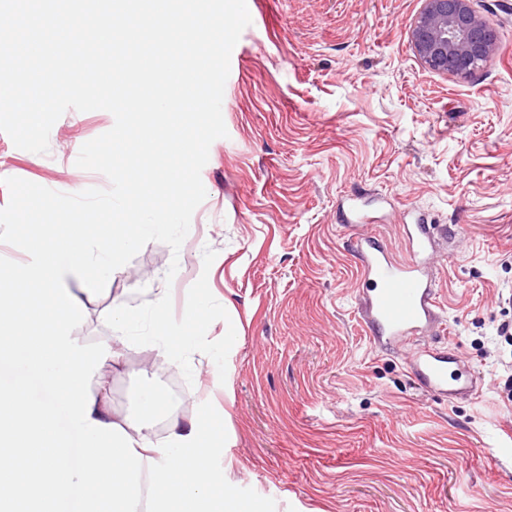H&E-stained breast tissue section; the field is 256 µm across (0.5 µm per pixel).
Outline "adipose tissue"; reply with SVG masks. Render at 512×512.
Listing matches in <instances>:
<instances>
[{"label":"adipose tissue","instance_id":"1","mask_svg":"<svg viewBox=\"0 0 512 512\" xmlns=\"http://www.w3.org/2000/svg\"><path fill=\"white\" fill-rule=\"evenodd\" d=\"M132 222L122 232L93 219L44 222L28 242L36 257L27 280L0 266V349L28 362L49 391L33 405L22 387L0 388V512H40L49 502L70 512H137L143 494L151 512H212L215 490L223 492V512H238V499L222 470L212 465L215 450L194 427L169 418L165 439L148 424L110 420L107 375L122 355L111 347L81 350L63 333L74 312L64 281L91 265L88 247L116 255L136 248L151 232ZM52 247L55 258L41 255ZM65 405L84 440L79 453L49 442L51 407Z\"/></svg>","mask_w":512,"mask_h":512}]
</instances>
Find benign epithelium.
I'll return each instance as SVG.
<instances>
[{
  "label": "benign epithelium",
  "instance_id": "1",
  "mask_svg": "<svg viewBox=\"0 0 512 512\" xmlns=\"http://www.w3.org/2000/svg\"><path fill=\"white\" fill-rule=\"evenodd\" d=\"M477 0H422L408 33L413 51L430 72L468 78L499 52V40Z\"/></svg>",
  "mask_w": 512,
  "mask_h": 512
}]
</instances>
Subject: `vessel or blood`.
<instances>
[{
    "label": "vessel or blood",
    "instance_id": "obj_1",
    "mask_svg": "<svg viewBox=\"0 0 512 512\" xmlns=\"http://www.w3.org/2000/svg\"><path fill=\"white\" fill-rule=\"evenodd\" d=\"M411 238L414 254L402 263L394 261L375 238H362L358 244L363 266L358 293L367 327L382 350L411 344L410 366L427 391L445 397L473 396L478 388L474 372H450L446 354L415 341L436 313L434 290L421 262L431 244L426 225H413Z\"/></svg>",
    "mask_w": 512,
    "mask_h": 512
}]
</instances>
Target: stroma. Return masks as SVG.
<instances>
[{
	"label": "stroma",
	"mask_w": 512,
	"mask_h": 512,
	"mask_svg": "<svg viewBox=\"0 0 512 512\" xmlns=\"http://www.w3.org/2000/svg\"><path fill=\"white\" fill-rule=\"evenodd\" d=\"M488 2L499 55L459 80L414 55L420 0H247L222 102L228 135L210 147L207 196L179 253L146 244L98 295L64 283L78 311L64 331L81 347L115 343L113 302L136 314L115 343L113 419L164 423L144 412L142 388H182L173 414L212 439L241 512H512V457L493 451L512 440V347L495 340L512 320V0ZM113 124L104 110H67L44 154L0 133V208L8 177L67 194L109 188L75 161ZM353 202L398 260L414 215L439 227L428 341L480 373L478 396L426 392L407 350L379 349L343 220ZM203 274L230 316L209 339L236 331L222 384L205 354L192 355L189 382L154 358L159 291L183 316Z\"/></svg>",
	"instance_id": "35a3bbf8"
}]
</instances>
